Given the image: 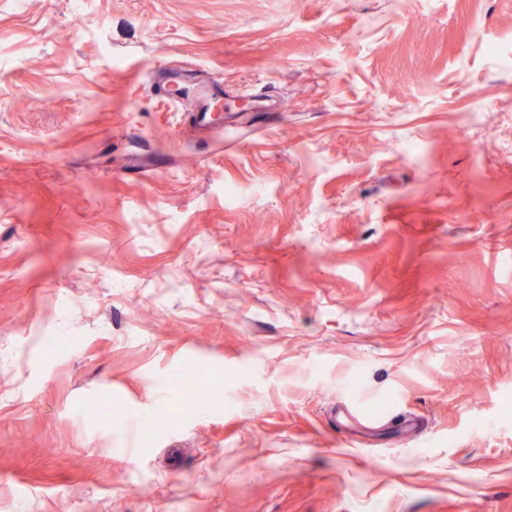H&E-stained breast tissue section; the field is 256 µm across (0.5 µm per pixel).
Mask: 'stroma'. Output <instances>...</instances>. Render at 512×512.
Segmentation results:
<instances>
[{
	"label": "stroma",
	"mask_w": 512,
	"mask_h": 512,
	"mask_svg": "<svg viewBox=\"0 0 512 512\" xmlns=\"http://www.w3.org/2000/svg\"><path fill=\"white\" fill-rule=\"evenodd\" d=\"M0 512H512V0H0ZM222 88L220 85H213L211 91L207 90L199 102L195 114V122L198 126L203 128H211L212 127V119L210 112H213V100H218L220 98V93Z\"/></svg>",
	"instance_id": "obj_1"
}]
</instances>
